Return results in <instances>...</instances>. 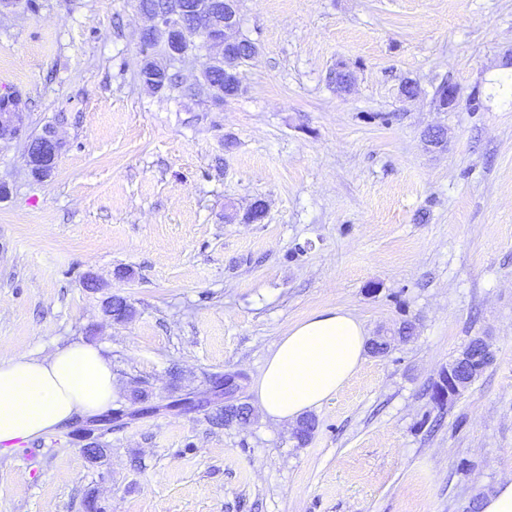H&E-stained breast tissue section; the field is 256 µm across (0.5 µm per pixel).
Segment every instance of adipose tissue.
Listing matches in <instances>:
<instances>
[{
  "label": "adipose tissue",
  "instance_id": "obj_1",
  "mask_svg": "<svg viewBox=\"0 0 512 512\" xmlns=\"http://www.w3.org/2000/svg\"><path fill=\"white\" fill-rule=\"evenodd\" d=\"M366 348L364 325L348 311L309 315L289 328L262 366L254 385L261 410L294 421L318 409L355 375ZM114 394L112 369L89 344L0 363V448L56 431L75 415H96Z\"/></svg>",
  "mask_w": 512,
  "mask_h": 512
}]
</instances>
